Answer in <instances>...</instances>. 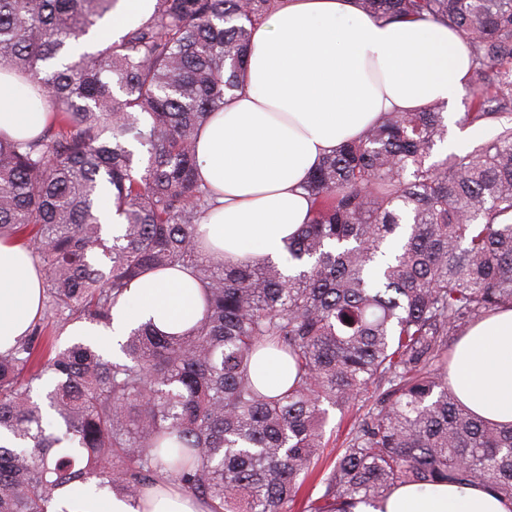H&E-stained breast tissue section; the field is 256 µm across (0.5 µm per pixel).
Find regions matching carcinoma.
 Returning <instances> with one entry per match:
<instances>
[{
  "label": "carcinoma",
  "mask_w": 512,
  "mask_h": 512,
  "mask_svg": "<svg viewBox=\"0 0 512 512\" xmlns=\"http://www.w3.org/2000/svg\"><path fill=\"white\" fill-rule=\"evenodd\" d=\"M118 0H0V69L55 119L0 136V236L24 240L60 330L108 328L132 282L179 267L206 290L178 335L41 348L35 324L0 354V512H49L74 490L131 504L168 479L211 512L377 506L401 484L492 487L511 505L512 423L471 413L448 379L452 345L512 308V0H358L387 20L448 25L470 47L465 121L495 135L432 161L441 107L390 112L324 158L296 271L208 255L196 139L238 87L252 26L277 0H155L117 39ZM107 207L121 219L105 234ZM350 322H345V319ZM272 347L296 369L283 393L250 377ZM41 390L33 394V384ZM367 412L322 460L328 408Z\"/></svg>",
  "instance_id": "carcinoma-1"
}]
</instances>
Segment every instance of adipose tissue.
I'll return each mask as SVG.
<instances>
[{
  "label": "adipose tissue",
  "mask_w": 512,
  "mask_h": 512,
  "mask_svg": "<svg viewBox=\"0 0 512 512\" xmlns=\"http://www.w3.org/2000/svg\"><path fill=\"white\" fill-rule=\"evenodd\" d=\"M468 45L448 25L414 18L377 19L357 0H279L253 29L237 89L201 127L196 154L214 206L198 226L220 258L283 262L284 246L312 216L304 183L322 159L361 137L390 112L451 104L465 90ZM48 118L17 80L0 70V135L36 136ZM44 274L29 249L0 238V353L8 352L43 314ZM113 311L112 333L154 322L179 333L204 310L203 288L168 269L130 287ZM292 361L260 352L253 382L265 393L289 387ZM475 414L512 423V308L473 325L456 346L451 377ZM68 512H210L208 502L178 488L148 492L140 506L76 492ZM353 512H511L484 484L439 483L395 488L381 508Z\"/></svg>",
  "instance_id": "1"
}]
</instances>
